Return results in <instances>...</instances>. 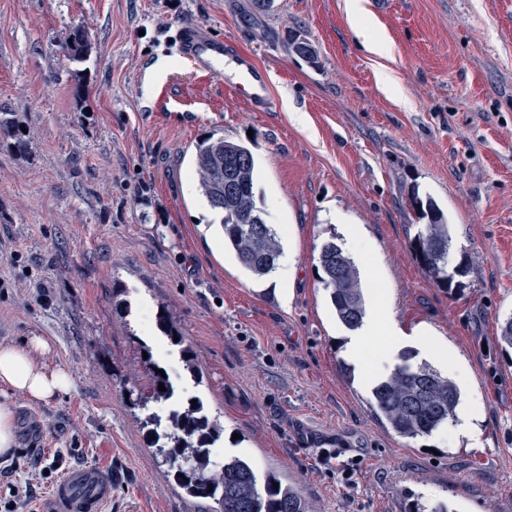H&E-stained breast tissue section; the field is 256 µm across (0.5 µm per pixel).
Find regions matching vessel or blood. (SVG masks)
Segmentation results:
<instances>
[{"mask_svg":"<svg viewBox=\"0 0 512 512\" xmlns=\"http://www.w3.org/2000/svg\"><path fill=\"white\" fill-rule=\"evenodd\" d=\"M178 56L195 68L213 75H223L228 45L223 38L214 36L202 27H185L177 38ZM244 76L238 89L252 106L269 100L268 84L264 73L243 59ZM112 496V481L108 474L93 467H82L68 472L57 484L52 501L56 512H100Z\"/></svg>","mask_w":512,"mask_h":512,"instance_id":"1","label":"vessel or blood"}]
</instances>
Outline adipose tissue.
Returning <instances> with one entry per match:
<instances>
[{
    "label": "adipose tissue",
    "instance_id": "obj_1",
    "mask_svg": "<svg viewBox=\"0 0 512 512\" xmlns=\"http://www.w3.org/2000/svg\"><path fill=\"white\" fill-rule=\"evenodd\" d=\"M346 12L362 46L374 54L385 53L387 35L370 18L366 0H346ZM403 336L393 318L377 315L358 332L347 336L345 351L367 371L371 368V357L389 360ZM48 349V343L40 338L22 345H0V393L5 396L0 402V455H9L16 444L11 398L44 402L67 393L73 386L67 371L49 370L38 363V354Z\"/></svg>",
    "mask_w": 512,
    "mask_h": 512
}]
</instances>
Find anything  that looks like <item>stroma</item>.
<instances>
[{
  "label": "stroma",
  "instance_id": "1",
  "mask_svg": "<svg viewBox=\"0 0 512 512\" xmlns=\"http://www.w3.org/2000/svg\"><path fill=\"white\" fill-rule=\"evenodd\" d=\"M367 8L387 54L362 47L345 0H275L265 12L252 0H0V117L27 130L22 150L0 137V344L42 338L40 362L74 381L46 402L13 400L1 501L27 483L32 512H54L56 483L91 466L115 477L103 512H217L155 458L145 413L175 405L139 407L152 360L179 399L218 418L216 456H247L314 512H430L440 501L512 512V351L498 343L512 317V0ZM188 23L267 72L265 110L235 92L238 65L218 78L173 53ZM76 28L92 46L81 63L63 52ZM212 133L254 155L266 221L297 255L289 306L273 277L253 279L225 252L196 191L193 146ZM415 194L451 226L449 264L465 269L451 288L415 258ZM350 224L373 253L363 291L391 289L415 363L436 349L468 366L461 389L484 406L482 447L444 428L402 438L371 410L370 388L393 366L366 377L348 358L318 263ZM163 313L182 346L160 331ZM37 457L54 464L48 477Z\"/></svg>",
  "mask_w": 512,
  "mask_h": 512
}]
</instances>
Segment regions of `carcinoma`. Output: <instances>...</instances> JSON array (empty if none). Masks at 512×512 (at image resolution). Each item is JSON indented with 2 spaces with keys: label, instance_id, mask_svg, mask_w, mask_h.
Wrapping results in <instances>:
<instances>
[{
  "label": "carcinoma",
  "instance_id": "carcinoma-1",
  "mask_svg": "<svg viewBox=\"0 0 512 512\" xmlns=\"http://www.w3.org/2000/svg\"><path fill=\"white\" fill-rule=\"evenodd\" d=\"M64 51L72 61H81L91 44L84 32L76 29ZM192 165L196 190L204 203L220 216L224 249L233 253L239 264L253 277L262 279L275 269L282 246L279 234L264 218L265 211L256 193L255 159L249 147L213 135L194 147ZM411 206L429 223L412 240L416 260L438 286H452L454 275L464 273L458 266L448 272L452 236L443 213L418 195ZM319 263L322 280L336 319L353 330L366 315L359 271L354 260L335 242L322 247ZM413 355L401 354L400 364L377 381L370 390V402L378 417L395 434L404 438L429 436L455 418L462 391L450 378L443 377L426 363L413 364ZM148 385L151 398L166 401L174 395L168 378L150 368ZM164 384L166 391L158 389ZM170 432L164 438L171 446L158 453L173 472L179 488L196 499H211L220 512H313L300 491L267 473L258 476L250 460L241 455L211 459L212 446L221 426L204 412L202 402L168 416Z\"/></svg>",
  "mask_w": 512,
  "mask_h": 512
}]
</instances>
